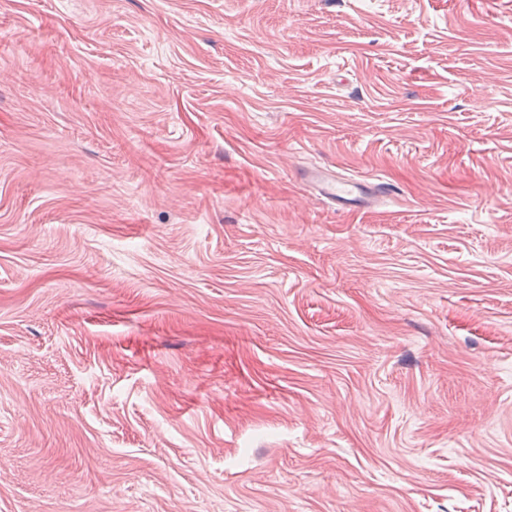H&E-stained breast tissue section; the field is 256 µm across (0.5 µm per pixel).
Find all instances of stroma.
I'll return each instance as SVG.
<instances>
[{
    "label": "stroma",
    "mask_w": 512,
    "mask_h": 512,
    "mask_svg": "<svg viewBox=\"0 0 512 512\" xmlns=\"http://www.w3.org/2000/svg\"><path fill=\"white\" fill-rule=\"evenodd\" d=\"M0 512H512V0H0ZM301 175L310 187L335 204L337 210L370 209L386 193L381 183L337 179L323 168L312 167Z\"/></svg>",
    "instance_id": "stroma-1"
}]
</instances>
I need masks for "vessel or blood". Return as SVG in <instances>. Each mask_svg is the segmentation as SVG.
<instances>
[{"label": "vessel or blood", "instance_id": "b4317fda", "mask_svg": "<svg viewBox=\"0 0 512 512\" xmlns=\"http://www.w3.org/2000/svg\"><path fill=\"white\" fill-rule=\"evenodd\" d=\"M303 180L340 210L368 209L382 197L386 189L380 183L339 179L328 170L312 167L304 170Z\"/></svg>", "mask_w": 512, "mask_h": 512}]
</instances>
